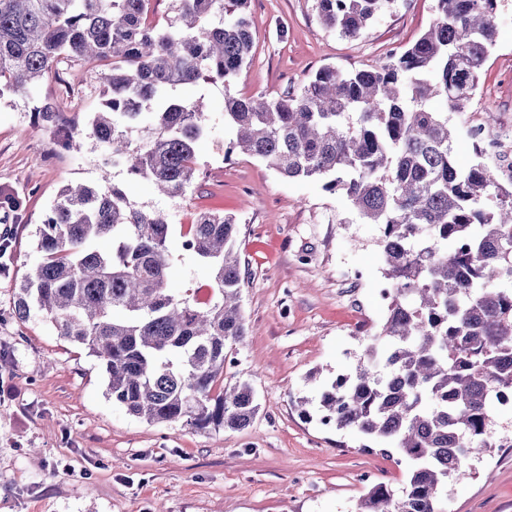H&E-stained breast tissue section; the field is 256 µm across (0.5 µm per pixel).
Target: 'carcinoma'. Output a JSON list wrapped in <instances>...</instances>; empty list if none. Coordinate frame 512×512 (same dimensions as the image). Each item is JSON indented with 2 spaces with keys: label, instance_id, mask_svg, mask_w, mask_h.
I'll use <instances>...</instances> for the list:
<instances>
[{
  "label": "carcinoma",
  "instance_id": "carcinoma-1",
  "mask_svg": "<svg viewBox=\"0 0 512 512\" xmlns=\"http://www.w3.org/2000/svg\"><path fill=\"white\" fill-rule=\"evenodd\" d=\"M391 0H316L317 17L358 37ZM148 21L149 0H0V98H37L67 62L104 86L103 110L69 146L104 144L103 184L69 183L35 231L15 313L38 317L103 367L108 395L150 424L240 430L259 410L247 382L216 390L246 335L239 224L203 212L182 248L211 272L201 303L168 288L169 222L122 185L147 180L178 198L201 174L196 143L210 134L204 97L176 91L224 84V158L254 157L288 178L324 181L382 226L387 317L361 354L320 394L319 421L395 451L409 463L399 491L378 483L358 512H443L448 479L496 447L492 410L512 392V180L452 154L448 111L473 99L495 45L498 0H435L436 18L401 52L368 68L319 69L298 91L237 96L251 60L248 0H171ZM441 97L445 110L432 107ZM51 132L59 106L34 108ZM107 239L111 249L97 243Z\"/></svg>",
  "mask_w": 512,
  "mask_h": 512
}]
</instances>
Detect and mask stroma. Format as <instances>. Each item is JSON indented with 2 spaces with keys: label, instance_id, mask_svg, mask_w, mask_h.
Here are the masks:
<instances>
[{
  "label": "stroma",
  "instance_id": "35a3bbf8",
  "mask_svg": "<svg viewBox=\"0 0 512 512\" xmlns=\"http://www.w3.org/2000/svg\"><path fill=\"white\" fill-rule=\"evenodd\" d=\"M253 57L231 86L189 85L181 98L206 96L211 133L195 148L204 178L185 196L159 195L145 180L126 184L135 202L170 223L169 285L207 287L208 270L183 250L182 235L203 211L235 215L246 271L241 309L248 334L233 346L224 386L246 381L260 408L242 430L149 424L106 395L99 361L60 339L38 318L13 314L14 289L34 252V231L60 188L100 182L97 152H75L34 121L35 99L0 101V192L18 211L0 209V512H357L364 473L400 489L405 467L361 448L350 433L301 415L297 401L318 398L379 332L380 227L366 223L322 181L288 179L245 155L224 163L219 145L224 95L296 90L319 69H361L400 51L435 18L434 0H393L359 37L317 19L315 0H249ZM60 103L67 124L85 125L101 85L61 64L40 87ZM458 165L479 153L481 125L512 130V0H499L495 46L470 108L452 112ZM497 449L469 461V476L448 482L445 512H512V405L494 406Z\"/></svg>",
  "mask_w": 512,
  "mask_h": 512
}]
</instances>
